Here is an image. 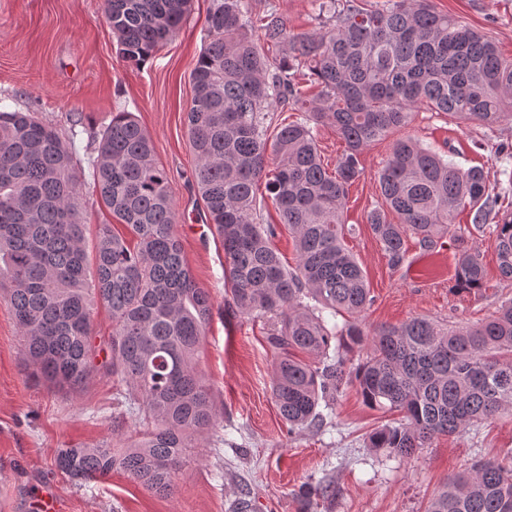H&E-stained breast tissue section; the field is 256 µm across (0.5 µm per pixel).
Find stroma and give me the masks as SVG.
<instances>
[{"label": "stroma", "mask_w": 512, "mask_h": 512, "mask_svg": "<svg viewBox=\"0 0 512 512\" xmlns=\"http://www.w3.org/2000/svg\"><path fill=\"white\" fill-rule=\"evenodd\" d=\"M432 7L479 30L512 58V0H431ZM212 0H193L177 35L144 62L125 61L104 15V0H0V106L37 113L70 143L82 176L81 211L87 238L111 222L93 186L91 161L98 134L116 112H129L151 136L175 203V232L184 258L214 309L198 359L220 412L216 434L189 449L171 495L151 494L120 472L79 486L54 467L60 449L112 439L118 408L110 380L95 376L74 394L29 380L21 338L0 291V512H38L36 494L52 490L60 512H425L448 478L479 459L512 451V411L462 432L441 436L404 459L385 457L368 437L394 415L366 406L355 387L325 410L323 427L287 434L272 395L279 357L265 320L228 311L224 247L210 224L194 182L187 135L193 100L191 71L208 42ZM256 13L277 12L293 32L320 29L317 0H256ZM399 135L417 141L461 168L482 167L491 184L507 183L495 144L512 141V124L466 125L421 106ZM394 143L385 137L362 154L363 172L349 187L344 220L347 249L374 297L360 323L365 331L425 317L451 326L484 321L512 300L502 278L495 237L478 230L474 212L458 210L452 232L427 250L408 239L407 258L391 267L367 222L380 205L378 174ZM478 251L486 267L483 288L456 285L457 259ZM325 488L304 504V484Z\"/></svg>", "instance_id": "1"}]
</instances>
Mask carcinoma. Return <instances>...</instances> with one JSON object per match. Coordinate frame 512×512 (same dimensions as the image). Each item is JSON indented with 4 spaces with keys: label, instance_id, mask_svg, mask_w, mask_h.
Masks as SVG:
<instances>
[{
    "label": "carcinoma",
    "instance_id": "cac0c4a2",
    "mask_svg": "<svg viewBox=\"0 0 512 512\" xmlns=\"http://www.w3.org/2000/svg\"><path fill=\"white\" fill-rule=\"evenodd\" d=\"M191 8L192 0H105V19L122 57L138 64L176 36ZM318 16L330 26L294 34L281 15L253 18L250 0H214L209 42L191 72L200 88L187 113L195 185L224 246L232 309L268 318V340L282 351L272 395L288 431L322 426L320 401L354 383L368 406L402 414L369 435L370 447L409 458L439 435L512 408V359L498 357L512 353V302L475 327L422 317L380 327L366 358L346 367L344 351L362 346L367 333L356 322L331 326L327 316L358 315L373 299L344 243L345 198L364 150L405 127L417 107L466 124L511 123L512 59L429 0H387L374 10L357 0H321ZM260 40L284 47L282 56H266ZM300 67L316 93L301 85ZM275 104L304 117L270 142L260 114ZM319 125L346 144L331 173L318 151ZM96 152L100 203L132 240L99 224L90 254L72 152L35 113L0 109V286L33 378L77 392L101 374L115 386L122 415L150 425L120 448H63L55 468L80 485L121 471L166 496L186 449L217 426L197 366L214 304L184 259L167 175L132 113L112 116ZM270 163L269 199L297 243L291 270L256 198ZM378 183L383 204L367 221L390 266L404 263L405 238L436 247L454 213L468 206L480 228L496 218L498 267L512 278V212L496 210L499 195L486 190L483 169L463 170L399 138ZM484 279L480 254L463 251L457 285L479 289ZM99 303L112 316L109 336L93 334ZM427 512H512V456L480 460L448 479Z\"/></svg>",
    "mask_w": 512,
    "mask_h": 512
}]
</instances>
